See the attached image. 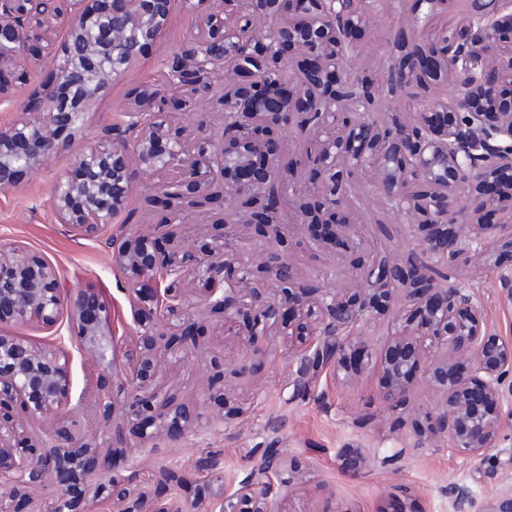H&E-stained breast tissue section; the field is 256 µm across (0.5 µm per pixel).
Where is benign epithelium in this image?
<instances>
[{
  "mask_svg": "<svg viewBox=\"0 0 512 512\" xmlns=\"http://www.w3.org/2000/svg\"><path fill=\"white\" fill-rule=\"evenodd\" d=\"M174 0H0V68L26 61L41 43L54 80L35 93L32 111L48 120L20 117L0 125V191L18 171L82 138L85 115L109 83L168 25ZM380 0H195L199 24L163 73L162 83L137 92L122 126L103 130L98 143L75 157L77 175L55 184L61 223L85 237L100 235L125 207L138 180L152 181L167 214L157 235L118 226L109 242L112 265L134 295L131 319L136 350L118 357L108 336L112 307L99 294L69 286L47 260L19 247H0V325L35 322L46 330L62 317L68 340L119 379L123 413L145 418L167 435L182 436V411L161 388V360L189 358L194 338L179 341L157 329L192 325L181 288L187 278L206 285L204 304L237 323L253 344L275 329L310 337L296 352L293 390L305 389L310 372L347 368V352L359 329L379 318L395 295L409 302L381 364L380 397L397 402L417 379L438 394L426 416L432 434L470 461L483 462L501 447L512 425V338L490 330L484 308L468 288L450 283L454 262L468 245L490 260L512 250V226L489 224L495 211L512 214V194L500 189L512 173V0H418L423 22L453 13V25L437 37L418 38L389 64L377 91L403 98L414 119L382 126L370 116L371 83L345 68L357 49L368 16ZM66 39L56 46L59 28ZM226 77L216 103L224 112L223 147L206 120L197 134H182V111L209 97ZM456 93L433 92L448 83ZM303 114L311 148L303 163L321 200L312 209L286 196L289 168L281 164L282 129ZM224 177V227L215 243L195 255L180 249L192 230L185 208L200 215L217 172ZM373 174V187L392 207L416 216L418 247L406 262L376 253L356 268L359 288L349 295L317 289L307 304L284 254L269 256L262 282L239 264L232 226L248 216L283 244L304 226L350 223L336 190L356 172ZM297 212L281 224L275 214L283 197ZM457 224L460 234L439 231ZM68 358L62 343L38 346L0 329V512H18L31 489L55 490L53 512L68 509L67 476L76 467L96 477L93 500L112 512H178L154 500L144 481L113 473L117 449L102 453L94 440L68 429ZM115 393L103 384L87 417L107 415ZM60 423V440L47 447L24 434L14 410ZM282 466L274 448L264 451L250 478L224 496V512H308L284 509L286 494L271 483ZM454 512H512V491L477 506L470 490L448 489Z\"/></svg>",
  "mask_w": 512,
  "mask_h": 512,
  "instance_id": "benign-epithelium-1",
  "label": "benign epithelium"
}]
</instances>
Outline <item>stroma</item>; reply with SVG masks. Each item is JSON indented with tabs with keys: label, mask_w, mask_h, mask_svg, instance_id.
Wrapping results in <instances>:
<instances>
[{
	"label": "stroma",
	"mask_w": 512,
	"mask_h": 512,
	"mask_svg": "<svg viewBox=\"0 0 512 512\" xmlns=\"http://www.w3.org/2000/svg\"><path fill=\"white\" fill-rule=\"evenodd\" d=\"M416 13V0H381L378 13L367 20L361 46L350 62L352 70L380 80L390 61L403 55L393 42L396 32H403L406 43L415 41ZM197 23L196 13L176 0L161 37L122 80L107 87L89 112L85 144H96L101 128L123 121L137 88L160 82L167 61L181 50ZM49 72V64L34 55L13 72V98L0 103V123L24 111L29 96ZM309 147L305 131L291 124L281 159L298 164ZM76 152L73 146L59 150L21 172L13 188L0 192V246L24 247L51 261L69 284L101 290L112 306L113 343L124 352L135 345L136 329L125 278L112 266L108 236L84 237L60 223L54 209L56 179L72 171ZM294 183L302 202L313 205L315 189L308 170L299 164ZM341 200L351 215L350 225L336 227L318 246L293 243L286 249L298 286L345 292L355 285L357 265L373 252L399 262L415 249V238L405 232L412 216L392 208L374 192L369 176L360 174L347 182ZM346 238L353 240L352 248L339 247V240ZM510 273L511 251H498L485 267L480 255L469 248L457 260L452 277L453 284L476 294L490 329L503 336H512V309L499 301L500 278ZM183 286L194 304L198 339L187 360L162 363L161 375L185 410L188 432L174 439L148 421L131 429L121 409H114L113 423L123 427L129 443L116 458L117 474L144 477L154 469L171 468L182 476V484L154 486L151 494L175 499L186 510L202 494L210 512H224L225 490L238 487L262 451L271 446L285 459L282 475L292 484L293 501L304 502L308 512H453L445 487H467L479 502L512 489V468L506 466L504 456L479 464L457 456L442 440L415 447V423L436 405L427 385L417 383L401 403L381 401V351L406 310L405 302L393 304L380 319L362 328V341L372 350L371 367H363L361 349L349 351L347 370L321 373L311 379L308 391L296 395L288 386L296 366L288 360L282 337H267L263 352H256L247 339L226 330L222 315L199 304L200 283L188 279ZM68 354L75 405L69 420L77 430L92 434L97 444H104L108 429L88 425L78 403L93 401L107 371L76 347H69ZM221 394L225 402H249V410L225 419L223 402L217 400ZM396 448L403 450L402 460L382 464V457ZM213 455L223 461L219 479L206 467Z\"/></svg>",
	"instance_id": "1"
}]
</instances>
